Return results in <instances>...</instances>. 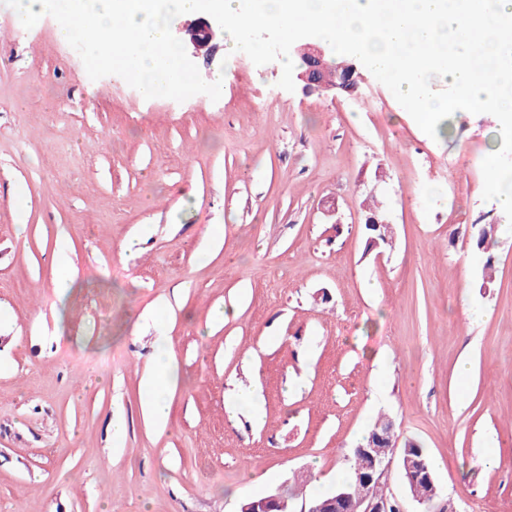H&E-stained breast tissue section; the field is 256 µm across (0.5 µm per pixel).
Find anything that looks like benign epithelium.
I'll list each match as a JSON object with an SVG mask.
<instances>
[{"label": "benign epithelium", "instance_id": "benign-epithelium-1", "mask_svg": "<svg viewBox=\"0 0 512 512\" xmlns=\"http://www.w3.org/2000/svg\"><path fill=\"white\" fill-rule=\"evenodd\" d=\"M190 30L196 32L198 37L190 41L195 57L209 56L212 41L216 36L212 24L203 19L189 25ZM296 51L301 55L303 68L297 78L304 82V88H318L324 91L341 90L351 92L357 88L360 78L355 64L351 63L343 70L336 72L332 79L323 77L326 70L325 49L318 45H300ZM386 443L392 449L397 447V439L392 435V429L375 428L373 441L358 448L362 457V465L355 471V483L360 488V495L353 497L350 493L340 491L331 499L322 504H310L301 507L300 512H407L402 503L385 491L387 480L392 469L393 460L382 454L380 445ZM398 469L403 482L415 484L419 481L431 485L432 493L429 499L422 501L413 498L418 504L426 503L428 507L424 512H458L452 502L442 506L436 505L437 485L428 461L404 453L398 457ZM281 500L280 494H269L258 500H251L243 505L239 512H276L277 503Z\"/></svg>", "mask_w": 512, "mask_h": 512}]
</instances>
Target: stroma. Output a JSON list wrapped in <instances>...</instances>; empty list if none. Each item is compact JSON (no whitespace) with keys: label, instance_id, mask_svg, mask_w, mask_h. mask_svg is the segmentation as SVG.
<instances>
[{"label":"stroma","instance_id":"1","mask_svg":"<svg viewBox=\"0 0 512 512\" xmlns=\"http://www.w3.org/2000/svg\"><path fill=\"white\" fill-rule=\"evenodd\" d=\"M57 27L0 0V512H238L288 486L298 507L382 413L459 512H512V234L473 235L507 221L483 198L497 118L432 138L367 68L353 94L289 92L245 55L218 101L147 99L91 80ZM163 341L158 427L141 379ZM243 388L260 419L226 412ZM170 356L169 350L162 352L157 363L146 374L143 381V414L158 426L166 425L169 418V395L174 380Z\"/></svg>","mask_w":512,"mask_h":512}]
</instances>
